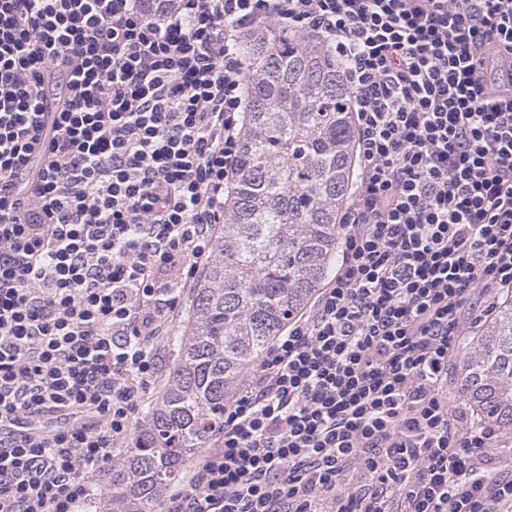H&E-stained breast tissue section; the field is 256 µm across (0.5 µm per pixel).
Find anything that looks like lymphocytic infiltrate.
Listing matches in <instances>:
<instances>
[{
	"instance_id": "1",
	"label": "lymphocytic infiltrate",
	"mask_w": 512,
	"mask_h": 512,
	"mask_svg": "<svg viewBox=\"0 0 512 512\" xmlns=\"http://www.w3.org/2000/svg\"><path fill=\"white\" fill-rule=\"evenodd\" d=\"M272 26L342 65L356 177L333 273L163 512H512L501 431L448 400L512 293V0H0V512H108Z\"/></svg>"
}]
</instances>
